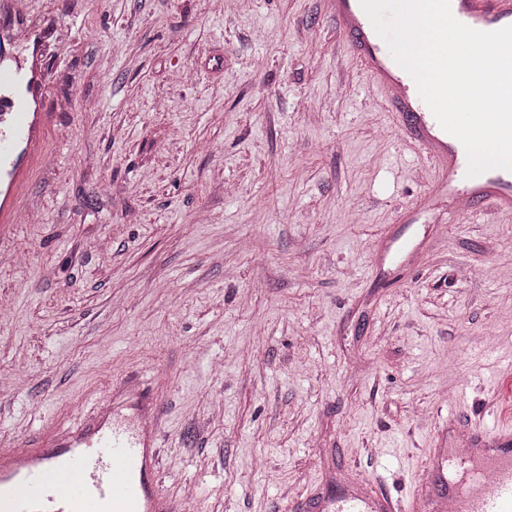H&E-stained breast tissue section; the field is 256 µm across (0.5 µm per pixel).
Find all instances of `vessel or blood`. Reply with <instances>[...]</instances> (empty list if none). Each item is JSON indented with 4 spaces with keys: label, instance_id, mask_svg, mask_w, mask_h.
<instances>
[{
    "label": "vessel or blood",
    "instance_id": "vessel-or-blood-1",
    "mask_svg": "<svg viewBox=\"0 0 512 512\" xmlns=\"http://www.w3.org/2000/svg\"><path fill=\"white\" fill-rule=\"evenodd\" d=\"M347 49L361 65L369 85L401 131L425 151L437 180L429 206L443 205L451 220L489 204L512 212V171L493 169L466 175L462 143L442 129L419 95L416 83L376 33L359 0H328ZM463 24L480 31L512 26V0H450ZM46 70L29 67L21 53L0 40V161L9 160L6 199L0 223H13L28 167L12 160L16 143L34 149L40 126L28 118L29 102L18 84L36 91ZM129 388L95 399L93 414L77 427L58 429L39 441L0 448V512H178L161 487L158 410L141 396L135 422L120 414ZM430 493L416 496L420 512L431 506L453 512H512V432L478 433L476 446L447 454L429 452ZM321 512H400L391 498L336 496L322 501Z\"/></svg>",
    "mask_w": 512,
    "mask_h": 512
}]
</instances>
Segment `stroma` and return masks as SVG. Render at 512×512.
Here are the masks:
<instances>
[{
    "label": "stroma",
    "instance_id": "35a3bbf8",
    "mask_svg": "<svg viewBox=\"0 0 512 512\" xmlns=\"http://www.w3.org/2000/svg\"><path fill=\"white\" fill-rule=\"evenodd\" d=\"M66 50L0 224V440L141 382L181 512L409 507L427 451L512 427V215L410 224L429 164L327 0H34ZM28 164L12 161L5 171L8 177L6 200L0 207V223L12 224L15 220L21 188L26 180ZM320 511L324 512H400L401 507L396 505L387 494L375 499H366L364 496H336L328 498L320 504Z\"/></svg>",
    "mask_w": 512,
    "mask_h": 512
}]
</instances>
